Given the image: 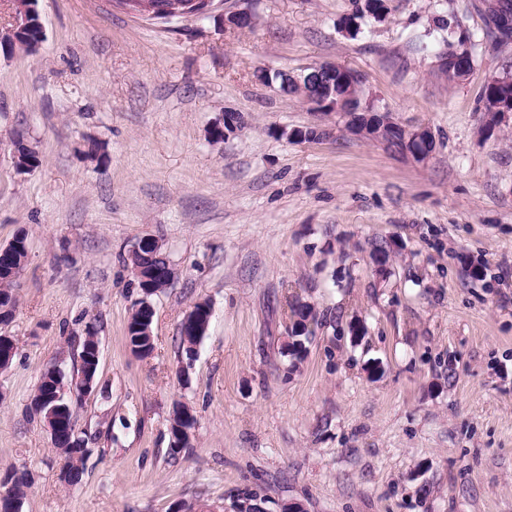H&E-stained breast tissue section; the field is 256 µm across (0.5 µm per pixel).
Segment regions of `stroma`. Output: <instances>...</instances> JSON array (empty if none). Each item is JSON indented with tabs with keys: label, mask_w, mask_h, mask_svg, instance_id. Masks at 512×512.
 I'll list each match as a JSON object with an SVG mask.
<instances>
[{
	"label": "stroma",
	"mask_w": 512,
	"mask_h": 512,
	"mask_svg": "<svg viewBox=\"0 0 512 512\" xmlns=\"http://www.w3.org/2000/svg\"><path fill=\"white\" fill-rule=\"evenodd\" d=\"M478 5L389 0L376 19L364 0H219L164 21L115 0H37L39 49L0 50V247L28 243L0 323L16 344L0 370V483L28 473L22 512L228 508L245 488L266 512H512V120L485 129L479 102L512 47H482ZM238 10L254 26L225 22ZM448 17L477 45L452 87L435 50ZM325 62L403 127L428 128V162L254 76ZM229 111L243 125L216 139ZM316 124L323 139L281 135ZM20 135L41 158L27 172ZM144 237L178 275L153 298L155 350L139 358L129 254ZM295 298L319 321L293 372L281 347ZM201 301L210 324L190 359L179 329ZM90 327L98 388L75 412L86 455L70 486L30 399L48 368L78 369ZM178 402L197 425L173 455Z\"/></svg>",
	"instance_id": "obj_1"
}]
</instances>
